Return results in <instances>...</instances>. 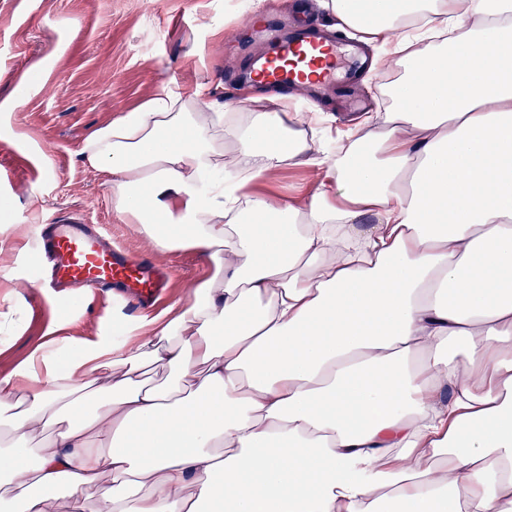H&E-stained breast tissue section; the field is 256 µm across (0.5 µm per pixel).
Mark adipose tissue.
Wrapping results in <instances>:
<instances>
[{"mask_svg": "<svg viewBox=\"0 0 512 512\" xmlns=\"http://www.w3.org/2000/svg\"><path fill=\"white\" fill-rule=\"evenodd\" d=\"M324 2L400 71L346 149L206 85L85 140L127 223L214 273L176 320L0 376L12 512H512V0ZM298 157L303 206L250 192Z\"/></svg>", "mask_w": 512, "mask_h": 512, "instance_id": "obj_1", "label": "adipose tissue"}]
</instances>
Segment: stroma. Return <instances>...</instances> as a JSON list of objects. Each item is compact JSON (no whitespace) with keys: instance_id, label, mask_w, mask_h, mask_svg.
<instances>
[{"instance_id":"35a3bbf8","label":"stroma","mask_w":512,"mask_h":512,"mask_svg":"<svg viewBox=\"0 0 512 512\" xmlns=\"http://www.w3.org/2000/svg\"><path fill=\"white\" fill-rule=\"evenodd\" d=\"M243 0H0V375L23 367L52 340L72 347L136 321L125 303L41 288L33 227L62 217L105 225L131 252L175 272L159 312L176 319L211 275L189 248L157 249L112 205L98 171L79 154L97 128L165 87L205 83L228 108L244 106L239 77L264 49ZM43 63L40 74L30 67ZM381 79L359 83V101H328L333 134L381 110ZM320 169L308 159L253 182L252 193L303 200ZM38 204H31V194Z\"/></svg>"}]
</instances>
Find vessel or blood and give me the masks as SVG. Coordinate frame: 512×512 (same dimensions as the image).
Wrapping results in <instances>:
<instances>
[{
  "label": "vessel or blood",
  "mask_w": 512,
  "mask_h": 512,
  "mask_svg": "<svg viewBox=\"0 0 512 512\" xmlns=\"http://www.w3.org/2000/svg\"><path fill=\"white\" fill-rule=\"evenodd\" d=\"M338 46L336 37L316 30L278 35L250 70L262 84L284 92L311 84L326 88L343 64ZM38 231L45 287L76 285L93 293L116 288L134 309L158 305L168 293L170 267L114 248L98 225L42 224Z\"/></svg>",
  "instance_id": "b4317fda"
}]
</instances>
